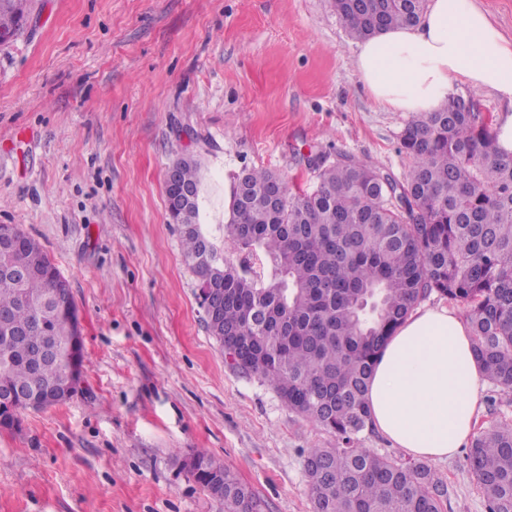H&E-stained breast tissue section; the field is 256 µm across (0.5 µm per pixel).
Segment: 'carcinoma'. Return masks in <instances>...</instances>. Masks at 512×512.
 Wrapping results in <instances>:
<instances>
[{"label": "carcinoma", "instance_id": "obj_1", "mask_svg": "<svg viewBox=\"0 0 512 512\" xmlns=\"http://www.w3.org/2000/svg\"><path fill=\"white\" fill-rule=\"evenodd\" d=\"M354 39L416 23L426 0H331ZM32 0H0V46L27 24ZM451 96L436 112L414 116L400 136L412 160L400 181L364 158H314L309 190L293 191L278 173L252 169L232 185L224 240L199 225V163L180 158L165 192L192 190L195 230L182 235L185 258L204 284L224 269V302L206 321L236 371L267 384L292 413L336 435L311 448L304 470L312 512H442L447 488L425 462L404 463L359 447L373 431L367 391L388 338L433 293L466 307L474 350L487 380L512 391V153L500 151L493 119L456 112ZM17 264L34 270L18 283L0 271V392L15 399L16 419L41 407L33 397L58 388L72 340L67 316L51 315L32 336L37 307L63 279L42 244L13 228ZM224 512H265L264 502L230 468ZM488 512H512V423L473 438L466 453Z\"/></svg>", "mask_w": 512, "mask_h": 512}]
</instances>
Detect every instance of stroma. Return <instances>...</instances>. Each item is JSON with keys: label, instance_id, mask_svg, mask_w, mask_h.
Masks as SVG:
<instances>
[{"label": "stroma", "instance_id": "35a3bbf8", "mask_svg": "<svg viewBox=\"0 0 512 512\" xmlns=\"http://www.w3.org/2000/svg\"><path fill=\"white\" fill-rule=\"evenodd\" d=\"M0 48V224L47 249L72 290L83 385L0 430V512H224L187 472L206 450L266 504L311 512L304 453L333 434L233 371L171 223L165 173L200 165L201 222L224 242V192L308 157L404 177L405 112L380 108L330 0H38ZM433 470L443 512H487L465 453Z\"/></svg>", "mask_w": 512, "mask_h": 512}]
</instances>
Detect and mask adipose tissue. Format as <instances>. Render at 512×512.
<instances>
[{"instance_id":"1","label":"adipose tissue","mask_w":512,"mask_h":512,"mask_svg":"<svg viewBox=\"0 0 512 512\" xmlns=\"http://www.w3.org/2000/svg\"><path fill=\"white\" fill-rule=\"evenodd\" d=\"M354 67L392 112H434L456 84L494 92L497 146L512 153V38L476 0H427L416 24L360 43ZM485 374L468 325L445 307L414 309L387 341L368 407L374 429L410 455L443 461L473 435Z\"/></svg>"}]
</instances>
